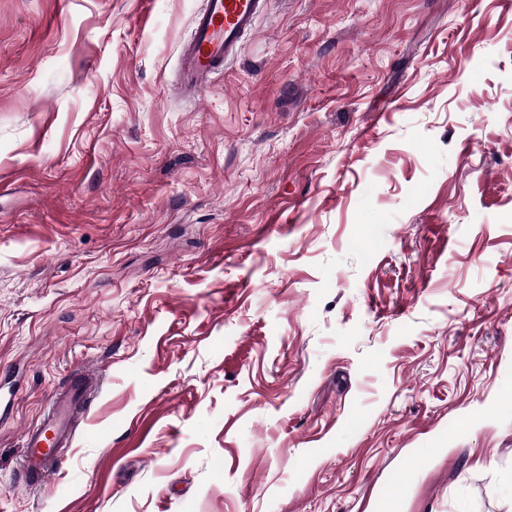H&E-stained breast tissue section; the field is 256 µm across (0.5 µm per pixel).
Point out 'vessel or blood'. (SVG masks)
Here are the masks:
<instances>
[{
	"label": "vessel or blood",
	"instance_id": "1",
	"mask_svg": "<svg viewBox=\"0 0 512 512\" xmlns=\"http://www.w3.org/2000/svg\"><path fill=\"white\" fill-rule=\"evenodd\" d=\"M266 5L267 0H205L180 56L179 76L185 88L200 92L223 72ZM96 378V371L77 369L70 382L51 394L43 419L24 430V488L41 486L59 462L61 450L71 446L77 417L89 403Z\"/></svg>",
	"mask_w": 512,
	"mask_h": 512
}]
</instances>
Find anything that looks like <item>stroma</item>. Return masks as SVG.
<instances>
[{
    "mask_svg": "<svg viewBox=\"0 0 512 512\" xmlns=\"http://www.w3.org/2000/svg\"><path fill=\"white\" fill-rule=\"evenodd\" d=\"M202 3L0 0V512H512V8ZM266 5L267 0H205L180 56L179 76L185 88L198 93L224 71ZM97 378V371L77 368L70 382L50 395L43 419L24 430L21 459L24 488L41 486L53 473L61 450L71 446L77 417L88 406L93 381Z\"/></svg>",
    "mask_w": 512,
    "mask_h": 512,
    "instance_id": "1",
    "label": "stroma"
}]
</instances>
